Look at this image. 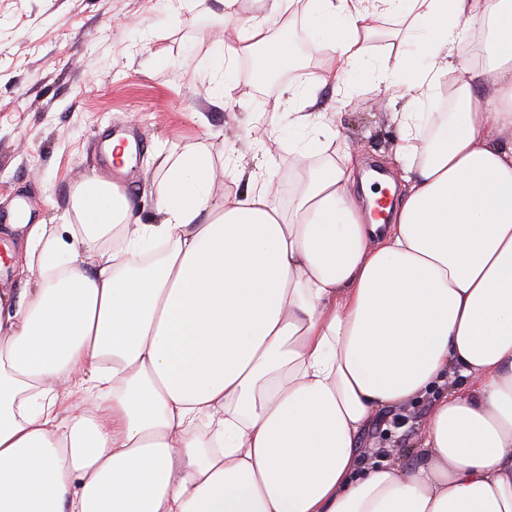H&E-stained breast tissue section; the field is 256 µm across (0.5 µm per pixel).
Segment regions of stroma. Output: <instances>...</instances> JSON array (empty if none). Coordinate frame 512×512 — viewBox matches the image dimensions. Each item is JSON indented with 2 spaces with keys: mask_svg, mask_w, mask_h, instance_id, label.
<instances>
[{
  "mask_svg": "<svg viewBox=\"0 0 512 512\" xmlns=\"http://www.w3.org/2000/svg\"><path fill=\"white\" fill-rule=\"evenodd\" d=\"M223 31L220 0H185L177 11L168 0H0V210L24 197L31 223H68L77 186L99 174L136 197L147 219L166 157L205 138L219 150L275 123L281 131L263 142V157L283 183L295 176L299 159L283 146L288 114L297 93L317 85L329 48L308 54L312 29L297 10L289 29L270 27L272 37L288 36L297 68L257 87L240 60L228 94L207 65ZM317 87L318 107L340 138L366 164H386L389 180L401 184L400 168L386 159L402 105L384 94L371 63L359 62L340 87ZM115 126L145 144L123 173L99 152L100 137ZM430 409L424 398L378 414L360 438L361 455L417 462Z\"/></svg>",
  "mask_w": 512,
  "mask_h": 512,
  "instance_id": "35a3bbf8",
  "label": "stroma"
}]
</instances>
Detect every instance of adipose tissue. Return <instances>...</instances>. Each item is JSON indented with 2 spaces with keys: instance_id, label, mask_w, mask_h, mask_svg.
<instances>
[{
  "instance_id": "1",
  "label": "adipose tissue",
  "mask_w": 512,
  "mask_h": 512,
  "mask_svg": "<svg viewBox=\"0 0 512 512\" xmlns=\"http://www.w3.org/2000/svg\"><path fill=\"white\" fill-rule=\"evenodd\" d=\"M245 17L224 0L210 70L252 59L262 87L294 69L298 0ZM322 83L380 51L403 75L394 120L405 191L387 224L351 192L354 157L302 91L288 150L335 159L300 176L227 170L206 143L154 185L142 222L122 186L93 176L72 224L5 225L23 295L0 289V512H512V0H305ZM486 30L483 62L453 68ZM451 112H431L437 96ZM84 395L60 417L55 387ZM431 398L420 462L359 460L373 415ZM405 24L400 22L399 18L386 16L377 22V27L372 36L367 40L368 46L367 58L376 54L377 49L386 44L398 45ZM397 36V37H396Z\"/></svg>"
}]
</instances>
